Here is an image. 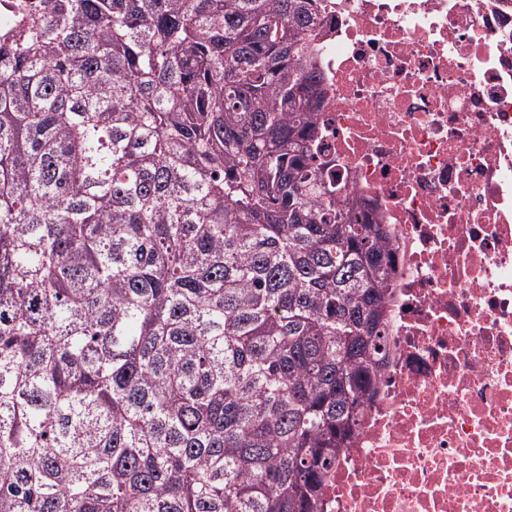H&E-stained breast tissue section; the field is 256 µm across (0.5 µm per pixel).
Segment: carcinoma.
I'll list each match as a JSON object with an SVG mask.
<instances>
[{
  "label": "carcinoma",
  "mask_w": 512,
  "mask_h": 512,
  "mask_svg": "<svg viewBox=\"0 0 512 512\" xmlns=\"http://www.w3.org/2000/svg\"><path fill=\"white\" fill-rule=\"evenodd\" d=\"M0 18V512H318L386 358L319 0Z\"/></svg>",
  "instance_id": "obj_1"
}]
</instances>
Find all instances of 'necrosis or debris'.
Listing matches in <instances>:
<instances>
[{
    "mask_svg": "<svg viewBox=\"0 0 512 512\" xmlns=\"http://www.w3.org/2000/svg\"><path fill=\"white\" fill-rule=\"evenodd\" d=\"M326 143L391 235L387 364L321 512H512V0H324Z\"/></svg>",
    "mask_w": 512,
    "mask_h": 512,
    "instance_id": "necrosis-or-debris-1",
    "label": "necrosis or debris"
}]
</instances>
